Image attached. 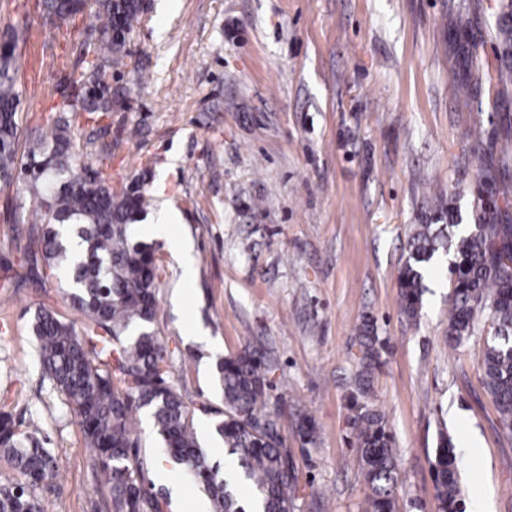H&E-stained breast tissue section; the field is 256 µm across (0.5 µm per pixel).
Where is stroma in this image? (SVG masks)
I'll return each mask as SVG.
<instances>
[{
  "mask_svg": "<svg viewBox=\"0 0 512 512\" xmlns=\"http://www.w3.org/2000/svg\"><path fill=\"white\" fill-rule=\"evenodd\" d=\"M145 3L112 82L117 102L80 134L111 143L91 164L113 185H142L141 222L166 207L181 215L172 233L192 244V274L164 254L155 328L202 447L221 445L217 357L256 350L271 367L268 405L283 410L294 512H364L352 398L370 324L382 348L368 403L394 436L396 512H436L444 436L464 489L512 512V431L480 379L486 333L449 345L447 266L426 276L418 318L401 311L398 288L404 246L431 214L468 227L486 188L512 224V162L498 152L512 139V80L497 79L512 0H179L169 15ZM93 26L79 16L63 36L38 0H0V38L41 44L40 83L21 89L19 151L80 70ZM34 209L24 183L0 185V411L39 422L58 458L45 512H112L30 333L40 307L74 316L58 280L26 274ZM302 414L316 425L309 444L296 434ZM140 428L150 480L181 490L163 512H208L153 424Z\"/></svg>",
  "mask_w": 512,
  "mask_h": 512,
  "instance_id": "35a3bbf8",
  "label": "stroma"
}]
</instances>
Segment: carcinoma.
<instances>
[{"mask_svg": "<svg viewBox=\"0 0 512 512\" xmlns=\"http://www.w3.org/2000/svg\"><path fill=\"white\" fill-rule=\"evenodd\" d=\"M43 9L60 20L87 14L98 31L94 42L81 44L87 66L67 82L74 93L62 95L58 116L35 130L24 163L17 162L19 34L0 45V179L27 184L35 226L25 262L46 279L68 269L66 295L77 315L68 320L45 307L34 312L31 331L44 377L64 396L92 452L96 479L108 487L112 512H162L138 451L142 411L150 414L168 453L185 465L184 474L206 492L210 512H248L254 503L260 512H294L293 459L284 445L281 412L267 405L269 365L248 349L217 359L224 418L215 433L224 445V469L209 465L177 369L154 329L160 258L152 246L133 241L147 198L134 182L114 190L111 177L86 163L93 153H112V145L77 135L83 115L112 111V78L129 55L141 0H43ZM47 196L52 203L46 208ZM496 214L491 203L481 204L476 224L457 240L448 342L460 346L481 324H490L496 337L486 343L482 381L500 422L512 431V224L495 223ZM449 237V225L438 213L409 237L399 288L401 310L410 318L418 315L425 273ZM377 344L369 329L359 341L356 384L365 396ZM354 429L369 490L366 512H394L398 458L392 433L366 404ZM46 444L36 422L25 425L0 413V459L21 477L0 485V512H44L38 490L58 470ZM432 475L437 512H460L464 491L454 448L446 440L435 451ZM239 479L250 485L251 498L237 495Z\"/></svg>", "mask_w": 512, "mask_h": 512, "instance_id": "cac0c4a2", "label": "carcinoma"}]
</instances>
